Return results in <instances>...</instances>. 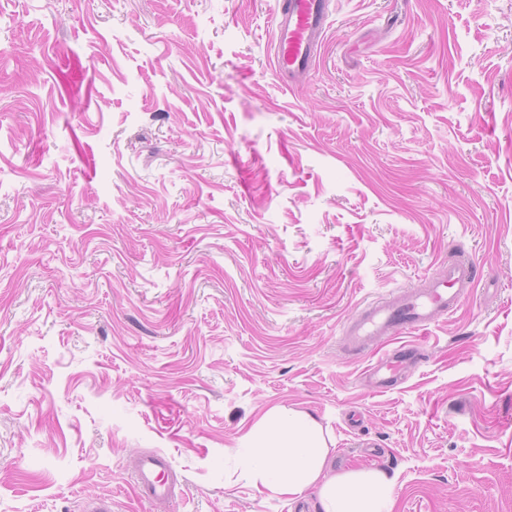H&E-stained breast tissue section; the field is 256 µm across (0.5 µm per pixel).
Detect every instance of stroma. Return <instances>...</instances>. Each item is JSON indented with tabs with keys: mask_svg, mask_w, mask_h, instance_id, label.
<instances>
[{
	"mask_svg": "<svg viewBox=\"0 0 512 512\" xmlns=\"http://www.w3.org/2000/svg\"><path fill=\"white\" fill-rule=\"evenodd\" d=\"M272 6L0 0V512H316L251 477L274 406L392 512H512V0H331L288 86ZM458 262L454 312L349 340ZM413 352L414 346L408 344L386 353L370 372L373 387L378 391L389 388L400 376ZM171 464L166 456L150 453L140 456L135 468V479L144 498L154 502L167 501L172 496Z\"/></svg>",
	"mask_w": 512,
	"mask_h": 512,
	"instance_id": "1",
	"label": "stroma"
}]
</instances>
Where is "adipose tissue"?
I'll return each mask as SVG.
<instances>
[{
	"instance_id": "obj_1",
	"label": "adipose tissue",
	"mask_w": 512,
	"mask_h": 512,
	"mask_svg": "<svg viewBox=\"0 0 512 512\" xmlns=\"http://www.w3.org/2000/svg\"><path fill=\"white\" fill-rule=\"evenodd\" d=\"M250 440L252 477L288 501L310 492L319 512H391L393 477L372 468L330 472L331 450L305 414L271 409Z\"/></svg>"
}]
</instances>
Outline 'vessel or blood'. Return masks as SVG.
<instances>
[{"instance_id":"obj_1","label":"vessel or blood","mask_w":512,"mask_h":512,"mask_svg":"<svg viewBox=\"0 0 512 512\" xmlns=\"http://www.w3.org/2000/svg\"><path fill=\"white\" fill-rule=\"evenodd\" d=\"M329 0H274L272 11L273 68L291 82L305 73L318 57L325 40ZM474 285L473 266L468 262L450 265L446 274L432 280L427 288L397 301L369 305L354 326V334L371 341L396 336L407 329L427 326L441 315L454 311ZM413 345L386 353L372 369L370 379L376 390L389 388L405 368ZM171 464L166 456H140L135 479L144 498L158 503L172 495Z\"/></svg>"}]
</instances>
